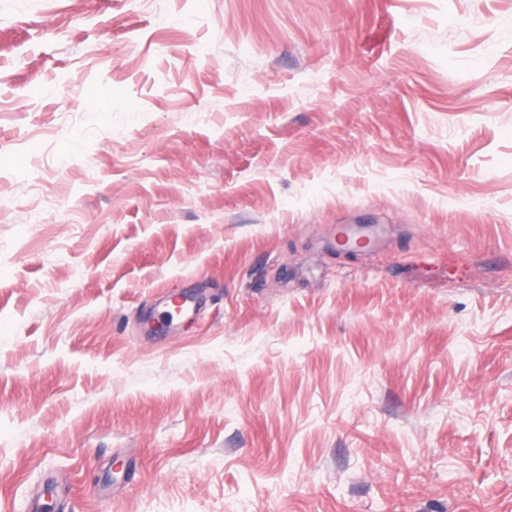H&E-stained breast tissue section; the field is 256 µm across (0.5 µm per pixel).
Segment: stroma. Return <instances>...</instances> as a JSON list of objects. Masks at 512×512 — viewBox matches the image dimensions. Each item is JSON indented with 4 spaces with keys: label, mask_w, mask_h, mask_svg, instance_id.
I'll return each mask as SVG.
<instances>
[{
    "label": "stroma",
    "mask_w": 512,
    "mask_h": 512,
    "mask_svg": "<svg viewBox=\"0 0 512 512\" xmlns=\"http://www.w3.org/2000/svg\"><path fill=\"white\" fill-rule=\"evenodd\" d=\"M0 512H512V0H0Z\"/></svg>",
    "instance_id": "obj_1"
}]
</instances>
